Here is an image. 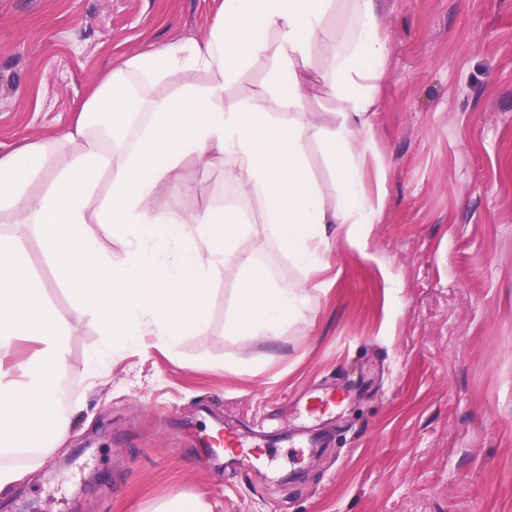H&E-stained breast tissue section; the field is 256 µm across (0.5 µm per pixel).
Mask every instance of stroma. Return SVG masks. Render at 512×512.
Masks as SVG:
<instances>
[{
	"instance_id": "1",
	"label": "stroma",
	"mask_w": 512,
	"mask_h": 512,
	"mask_svg": "<svg viewBox=\"0 0 512 512\" xmlns=\"http://www.w3.org/2000/svg\"><path fill=\"white\" fill-rule=\"evenodd\" d=\"M224 0H0V152L68 128L112 63L205 37ZM385 73L362 170L377 223L341 225L314 275L256 222L240 249L281 285L311 287L308 323L275 343L226 335L238 282L219 276L208 336L146 338L87 377L92 320L67 337L64 448L5 459L22 474L0 512H151L182 492L211 512H512V0H385ZM190 194L224 199L226 168L186 164ZM56 309L70 293L24 241ZM356 399L316 448L240 470L202 436L294 412L321 384ZM298 482L283 485L290 474Z\"/></svg>"
}]
</instances>
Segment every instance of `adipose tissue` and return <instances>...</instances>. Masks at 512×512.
Instances as JSON below:
<instances>
[{"instance_id": "1", "label": "adipose tissue", "mask_w": 512, "mask_h": 512, "mask_svg": "<svg viewBox=\"0 0 512 512\" xmlns=\"http://www.w3.org/2000/svg\"><path fill=\"white\" fill-rule=\"evenodd\" d=\"M338 0H224V20L203 40L135 54L93 85L63 132L0 154V451L56 448L67 423L58 413L64 336L94 320L108 352L155 337L174 349L207 336L209 301L220 274H236L239 303L229 335L275 342L306 322L307 282L282 286L239 248L244 225L223 206L162 210L163 190L189 192L184 161L227 166L240 197L253 201L284 254L316 270L332 224H372L360 164L367 118L383 74L379 0H352L350 24L328 30ZM319 48L334 117L306 115L301 65ZM264 67L267 104L227 97L255 64ZM331 162L339 191L328 200L307 162L310 142ZM40 191H33L35 183ZM108 228L120 257L92 225ZM45 239L44 257L70 292L59 311L29 272L23 241ZM39 347L18 356L20 340Z\"/></svg>"}]
</instances>
